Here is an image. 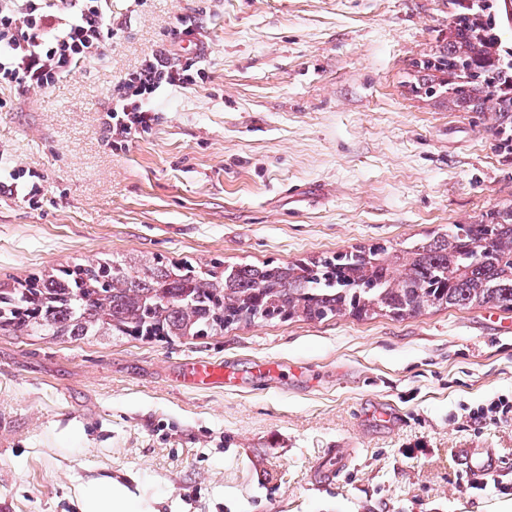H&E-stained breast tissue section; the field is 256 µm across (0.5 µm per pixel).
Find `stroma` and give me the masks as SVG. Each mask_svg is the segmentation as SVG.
Wrapping results in <instances>:
<instances>
[{
  "instance_id": "1",
  "label": "stroma",
  "mask_w": 512,
  "mask_h": 512,
  "mask_svg": "<svg viewBox=\"0 0 512 512\" xmlns=\"http://www.w3.org/2000/svg\"><path fill=\"white\" fill-rule=\"evenodd\" d=\"M451 0H112L123 32L48 90L0 92V287L110 258L287 263L402 248L512 205L492 113L423 91ZM182 15L208 78L159 99L128 147L101 125L112 88ZM210 358L279 363L277 383L186 390ZM512 310L255 321L203 337L72 342L0 333V512H81L116 480L151 512H512V479L466 495L464 448L512 467ZM396 412L389 426L372 412ZM352 449L335 482L329 450ZM469 418L475 422L489 419H512V400L505 396H499L491 400L488 404L480 405L476 409H470Z\"/></svg>"
}]
</instances>
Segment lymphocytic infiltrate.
Here are the masks:
<instances>
[{
  "label": "lymphocytic infiltrate",
  "instance_id": "1",
  "mask_svg": "<svg viewBox=\"0 0 512 512\" xmlns=\"http://www.w3.org/2000/svg\"><path fill=\"white\" fill-rule=\"evenodd\" d=\"M119 35L110 0H0V88L44 91L100 55ZM203 42L192 18L181 16L164 39L112 90L102 125L119 146L147 132L158 119L166 90H186L204 80L202 54L179 56L186 39Z\"/></svg>",
  "mask_w": 512,
  "mask_h": 512
}]
</instances>
